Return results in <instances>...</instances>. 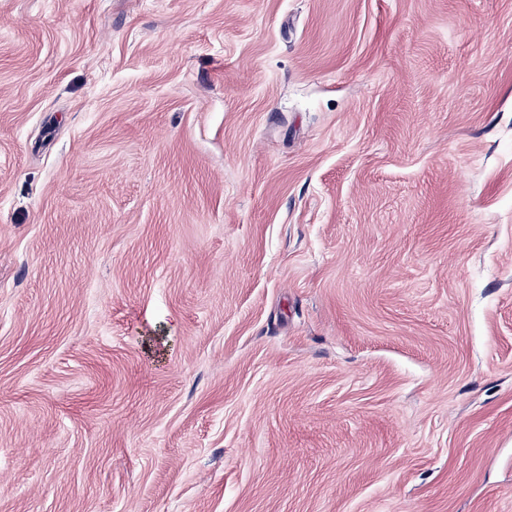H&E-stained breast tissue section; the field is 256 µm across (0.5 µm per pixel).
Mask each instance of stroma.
<instances>
[{
  "mask_svg": "<svg viewBox=\"0 0 512 512\" xmlns=\"http://www.w3.org/2000/svg\"><path fill=\"white\" fill-rule=\"evenodd\" d=\"M0 512H512V0H0Z\"/></svg>",
  "mask_w": 512,
  "mask_h": 512,
  "instance_id": "obj_1",
  "label": "stroma"
}]
</instances>
